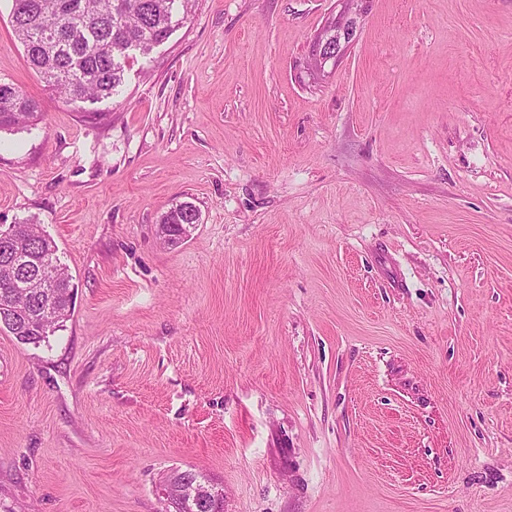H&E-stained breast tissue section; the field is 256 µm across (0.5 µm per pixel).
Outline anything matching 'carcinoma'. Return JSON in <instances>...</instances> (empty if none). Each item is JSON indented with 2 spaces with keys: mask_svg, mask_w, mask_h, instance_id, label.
Segmentation results:
<instances>
[{
  "mask_svg": "<svg viewBox=\"0 0 512 512\" xmlns=\"http://www.w3.org/2000/svg\"><path fill=\"white\" fill-rule=\"evenodd\" d=\"M196 0H12L11 26L23 47L26 62L68 101H98L114 95L123 84L125 66L133 52L148 54L173 34ZM40 104L18 88L0 93V131L36 125ZM199 208L188 201L162 217L173 224H198ZM46 264L55 287L21 288L18 282ZM72 277L58 263L57 246L38 225H12L0 238V330L19 342L38 344L70 317ZM209 481L192 471L176 472L164 484L167 507L174 512L196 509L180 497L185 485Z\"/></svg>",
  "mask_w": 512,
  "mask_h": 512,
  "instance_id": "carcinoma-1",
  "label": "carcinoma"
}]
</instances>
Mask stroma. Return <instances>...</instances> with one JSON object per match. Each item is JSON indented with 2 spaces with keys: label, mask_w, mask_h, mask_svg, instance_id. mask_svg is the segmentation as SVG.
<instances>
[{
  "label": "stroma",
  "mask_w": 512,
  "mask_h": 512,
  "mask_svg": "<svg viewBox=\"0 0 512 512\" xmlns=\"http://www.w3.org/2000/svg\"><path fill=\"white\" fill-rule=\"evenodd\" d=\"M198 0L113 98L66 102L0 0V226L39 224L65 326L0 330V512H512V0ZM202 220L171 246L159 220ZM364 2L367 0H336V6H340L338 15L326 22L311 46L309 58L313 66L307 68L309 75L326 77L342 61L360 31ZM330 46L335 49L330 51ZM327 67H330V71ZM9 95L0 90V131L36 125L42 119L40 104L12 85ZM201 213L199 208L188 201L175 204L161 219L162 224H180L186 234H190L196 224H200ZM198 478L201 480L203 484H206L214 492H218L215 491L214 486L211 485L204 476H201L198 473L192 471L176 472L169 477V479L166 481L163 487V490L166 492V494L164 495L165 501L167 502L165 512H171V510L169 509L170 507L174 509V512H189V508H191L192 510H198L197 507L191 503L187 505L178 493L182 487H184L188 483L196 481Z\"/></svg>",
  "instance_id": "obj_1"
}]
</instances>
